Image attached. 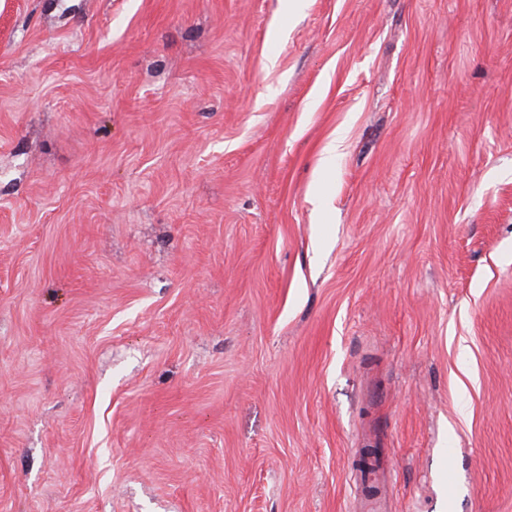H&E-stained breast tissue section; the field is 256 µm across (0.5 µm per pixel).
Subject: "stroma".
<instances>
[{"label": "stroma", "instance_id": "stroma-1", "mask_svg": "<svg viewBox=\"0 0 512 512\" xmlns=\"http://www.w3.org/2000/svg\"><path fill=\"white\" fill-rule=\"evenodd\" d=\"M366 448L512 512V0H0V512H361Z\"/></svg>", "mask_w": 512, "mask_h": 512}]
</instances>
